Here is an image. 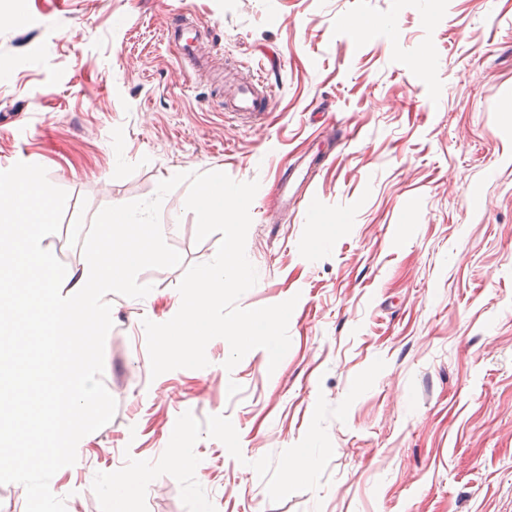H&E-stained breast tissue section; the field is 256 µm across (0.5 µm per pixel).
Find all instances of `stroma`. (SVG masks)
<instances>
[{"instance_id": "35a3bbf8", "label": "stroma", "mask_w": 512, "mask_h": 512, "mask_svg": "<svg viewBox=\"0 0 512 512\" xmlns=\"http://www.w3.org/2000/svg\"><path fill=\"white\" fill-rule=\"evenodd\" d=\"M184 4L208 69L165 33ZM0 171L46 168L68 194L45 245L72 269L97 213L180 172L259 180L237 305L296 298L290 348L233 370L216 338L202 369L150 375L144 320L174 315L197 240L187 185L162 202L180 266L111 299L102 381L115 414L51 479L66 512H100L95 473L158 460L179 415L230 419L241 458L202 437L196 478L216 512H512V0H0ZM264 78L268 115L224 110L220 73ZM331 148L310 200L272 208L277 172ZM384 370L326 429L318 489L271 503L252 467L304 437L375 359Z\"/></svg>"}]
</instances>
